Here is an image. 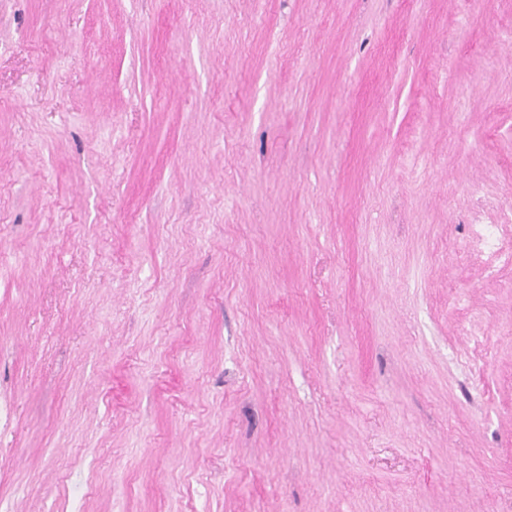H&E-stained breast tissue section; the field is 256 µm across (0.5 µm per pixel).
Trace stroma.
Returning <instances> with one entry per match:
<instances>
[{"label":"stroma","mask_w":512,"mask_h":512,"mask_svg":"<svg viewBox=\"0 0 512 512\" xmlns=\"http://www.w3.org/2000/svg\"><path fill=\"white\" fill-rule=\"evenodd\" d=\"M0 512H512V0H0Z\"/></svg>","instance_id":"1"}]
</instances>
